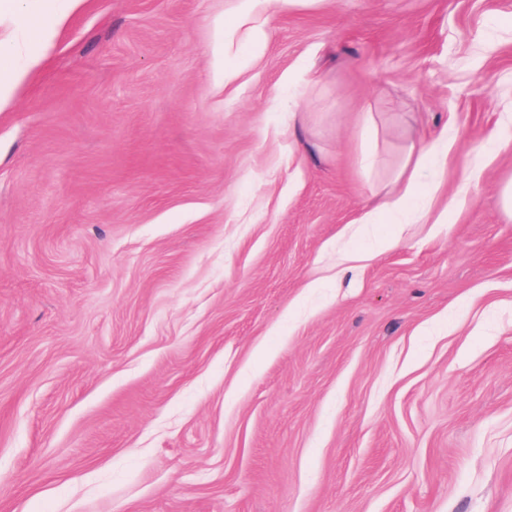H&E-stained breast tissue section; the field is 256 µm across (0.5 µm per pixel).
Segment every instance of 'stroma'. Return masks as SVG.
Here are the masks:
<instances>
[{"label":"stroma","mask_w":512,"mask_h":512,"mask_svg":"<svg viewBox=\"0 0 512 512\" xmlns=\"http://www.w3.org/2000/svg\"><path fill=\"white\" fill-rule=\"evenodd\" d=\"M236 4L89 0L0 112V512H512V0ZM214 41L212 45L211 66L216 79L222 80L231 72L232 62L224 53V36L228 28L227 20L217 18L214 20ZM435 145H412L393 175V188L387 193L382 204L373 212L366 213L359 224H410L403 221L412 211L415 201H420L425 210L429 209L442 185L443 173L435 171L430 183L420 180V172L431 163ZM374 213L379 217L376 221Z\"/></svg>","instance_id":"obj_1"}]
</instances>
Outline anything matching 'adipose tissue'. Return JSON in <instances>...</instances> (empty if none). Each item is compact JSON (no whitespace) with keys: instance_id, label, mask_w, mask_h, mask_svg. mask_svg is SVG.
<instances>
[{"instance_id":"adipose-tissue-1","label":"adipose tissue","mask_w":512,"mask_h":512,"mask_svg":"<svg viewBox=\"0 0 512 512\" xmlns=\"http://www.w3.org/2000/svg\"><path fill=\"white\" fill-rule=\"evenodd\" d=\"M3 55L11 57L12 62L0 64V112L10 109L18 92L29 82L43 60L38 49L10 31L0 32V56ZM434 152V147L428 145L409 148L393 175L392 189L374 212L363 216V223L399 224L410 215L414 202L431 207L442 185L443 174L434 172L431 182L425 183L421 181L420 173L430 164Z\"/></svg>"}]
</instances>
